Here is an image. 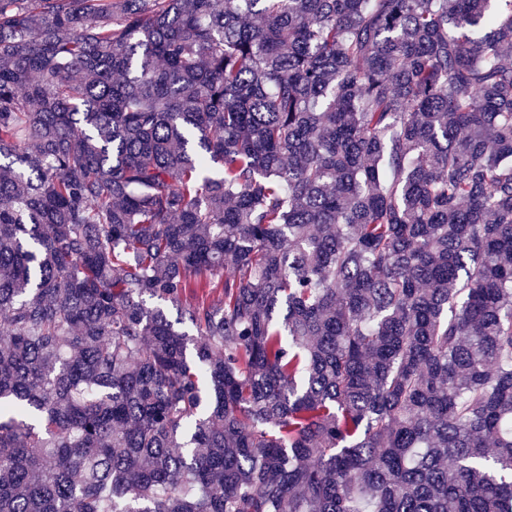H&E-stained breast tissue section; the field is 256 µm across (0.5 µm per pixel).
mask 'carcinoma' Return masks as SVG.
Listing matches in <instances>:
<instances>
[{"label": "carcinoma", "mask_w": 512, "mask_h": 512, "mask_svg": "<svg viewBox=\"0 0 512 512\" xmlns=\"http://www.w3.org/2000/svg\"><path fill=\"white\" fill-rule=\"evenodd\" d=\"M510 51L512 0H0V512H512Z\"/></svg>", "instance_id": "cac0c4a2"}]
</instances>
